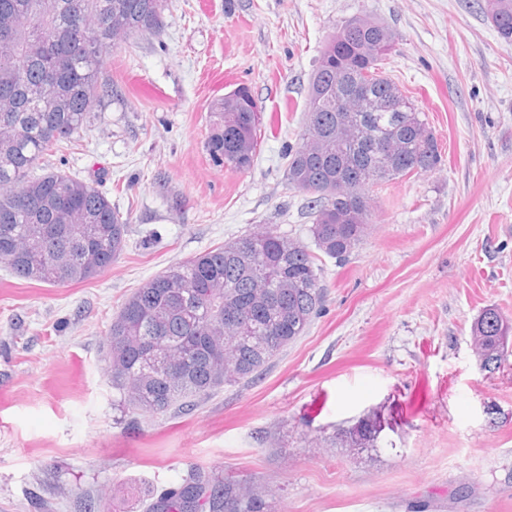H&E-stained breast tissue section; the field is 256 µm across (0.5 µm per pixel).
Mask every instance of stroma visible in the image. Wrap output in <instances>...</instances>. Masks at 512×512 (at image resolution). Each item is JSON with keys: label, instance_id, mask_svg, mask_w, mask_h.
<instances>
[{"label": "stroma", "instance_id": "35a3bbf8", "mask_svg": "<svg viewBox=\"0 0 512 512\" xmlns=\"http://www.w3.org/2000/svg\"><path fill=\"white\" fill-rule=\"evenodd\" d=\"M363 15L391 30L386 71L440 164L369 190L360 244L319 258L322 309L259 377L130 422L107 333L136 288L263 225L312 244L286 155L327 39ZM163 19L113 49L111 95L53 158L126 218L121 255L64 285L0 261V512H140L192 464L259 477L277 512H512V356L489 375L471 346L483 309L512 321V41L480 0H167ZM240 86L260 110L243 172L205 147L212 103ZM367 414L388 447H347Z\"/></svg>", "mask_w": 512, "mask_h": 512}]
</instances>
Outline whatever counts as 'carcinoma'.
Wrapping results in <instances>:
<instances>
[{
    "label": "carcinoma",
    "mask_w": 512,
    "mask_h": 512,
    "mask_svg": "<svg viewBox=\"0 0 512 512\" xmlns=\"http://www.w3.org/2000/svg\"><path fill=\"white\" fill-rule=\"evenodd\" d=\"M84 5L85 32L71 31L70 5ZM484 16L512 40V0H484ZM164 0H0V260L17 277L48 284L88 280V246L69 228L98 224L92 242L99 271L125 247L127 220L94 184L51 168L50 158L76 145L95 100L112 88L100 81L107 51L156 33ZM393 41L370 17L345 22L332 35L311 79L306 123L288 157V183L314 196L316 248L343 260L360 243L368 211L336 222L369 188L435 169L441 150L425 114L386 73L373 50ZM348 99L357 88L385 105L359 112L350 125L336 100L318 105L328 89ZM254 107L229 93L212 106L207 138L211 159L238 171L251 167L257 127L249 113L224 122V107ZM339 186L342 194L327 192ZM43 224L59 235L32 252L27 241ZM317 257L300 242L266 227L243 234L147 280L123 303L108 332L112 385L131 421L151 413L178 414L226 386L258 377L284 348L302 336L321 310L325 288ZM512 324L494 308L478 316L471 344L487 374L512 355ZM164 356L169 370H149L148 351ZM383 425L359 418L346 431L352 448H376ZM274 492L252 474L191 466L180 481L152 486L142 512H274Z\"/></svg>",
    "instance_id": "obj_1"
}]
</instances>
